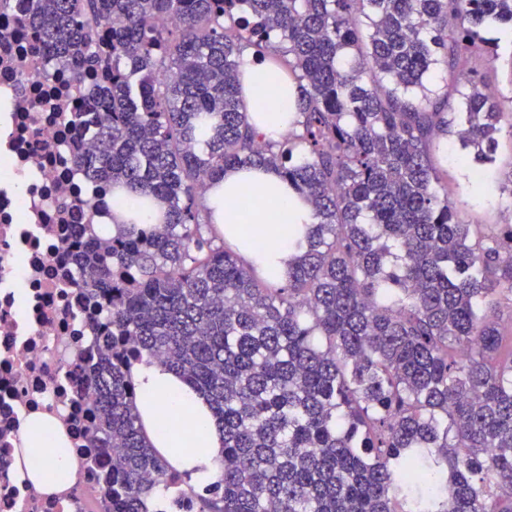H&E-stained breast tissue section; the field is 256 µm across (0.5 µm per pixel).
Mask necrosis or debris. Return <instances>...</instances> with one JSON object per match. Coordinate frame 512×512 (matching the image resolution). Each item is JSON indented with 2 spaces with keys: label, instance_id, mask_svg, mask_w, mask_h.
Masks as SVG:
<instances>
[{
  "label": "necrosis or debris",
  "instance_id": "necrosis-or-debris-1",
  "mask_svg": "<svg viewBox=\"0 0 512 512\" xmlns=\"http://www.w3.org/2000/svg\"><path fill=\"white\" fill-rule=\"evenodd\" d=\"M13 8L0 10V512H112L99 491L112 454L85 445L93 381L84 370L101 355V308L76 285L78 225L111 210L77 160L95 158L88 128L69 114L86 100L73 80L44 68ZM56 416L77 460L73 486L47 495L16 480L13 451L32 414Z\"/></svg>",
  "mask_w": 512,
  "mask_h": 512
}]
</instances>
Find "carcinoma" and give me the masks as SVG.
Segmentation results:
<instances>
[{"label": "carcinoma", "instance_id": "1", "mask_svg": "<svg viewBox=\"0 0 512 512\" xmlns=\"http://www.w3.org/2000/svg\"><path fill=\"white\" fill-rule=\"evenodd\" d=\"M52 66L106 83L70 120L98 129L89 177L156 209L161 232L89 234L76 286L105 303L89 448L112 449V512L161 491L187 512H512V224L458 217L435 140L495 161L506 110L470 80L499 58L512 0H25ZM252 46L299 89L277 140L247 121ZM460 96L448 124V93ZM270 166L313 207L283 285L224 241L205 193ZM205 394L220 478L196 488L149 446L130 366Z\"/></svg>", "mask_w": 512, "mask_h": 512}]
</instances>
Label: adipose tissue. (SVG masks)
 Here are the masks:
<instances>
[{
	"label": "adipose tissue",
	"mask_w": 512,
	"mask_h": 512,
	"mask_svg": "<svg viewBox=\"0 0 512 512\" xmlns=\"http://www.w3.org/2000/svg\"><path fill=\"white\" fill-rule=\"evenodd\" d=\"M239 74L248 114L261 108L267 114L265 121L254 122V130L264 139H278L286 130L281 114L296 110L295 85L281 81L269 60L247 51L240 57ZM247 187L254 190L259 202L248 218L235 206L237 196ZM208 202L223 206L216 221L224 226L225 240L238 245L249 262L269 271L278 281H286L288 263L298 253L297 240L288 227L313 223L314 216L311 207L289 189L279 171L267 167L226 169L223 179L212 183ZM253 222L264 224L262 237L250 234L249 225ZM131 379L150 445L176 458L195 485L214 483L219 476L224 435L206 399L183 378L152 361L136 363ZM21 440L25 447L42 451L40 463L28 470V477L36 486L52 494L71 485L74 458L67 453L68 441L59 433L53 417L39 414L35 425L24 427Z\"/></svg>",
	"instance_id": "adipose-tissue-1"
}]
</instances>
